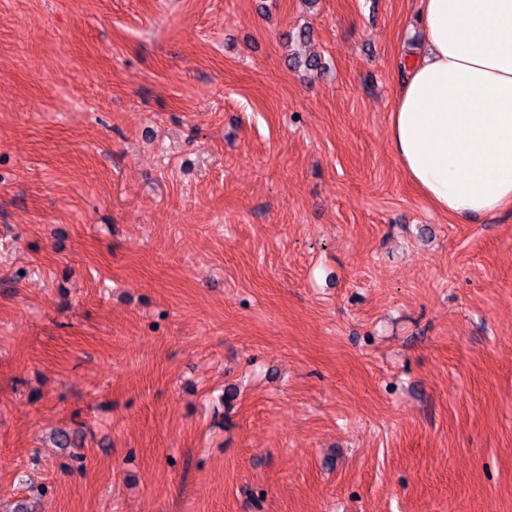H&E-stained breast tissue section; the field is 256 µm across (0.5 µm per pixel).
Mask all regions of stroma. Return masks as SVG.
I'll return each instance as SVG.
<instances>
[{
	"instance_id": "1",
	"label": "stroma",
	"mask_w": 512,
	"mask_h": 512,
	"mask_svg": "<svg viewBox=\"0 0 512 512\" xmlns=\"http://www.w3.org/2000/svg\"><path fill=\"white\" fill-rule=\"evenodd\" d=\"M417 8L0 0V512H512V210L389 148Z\"/></svg>"
}]
</instances>
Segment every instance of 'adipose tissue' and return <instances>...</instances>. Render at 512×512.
<instances>
[{"instance_id":"ef3b65f1","label":"adipose tissue","mask_w":512,"mask_h":512,"mask_svg":"<svg viewBox=\"0 0 512 512\" xmlns=\"http://www.w3.org/2000/svg\"><path fill=\"white\" fill-rule=\"evenodd\" d=\"M425 49L403 68L387 137L440 212L512 208V0H420Z\"/></svg>"}]
</instances>
